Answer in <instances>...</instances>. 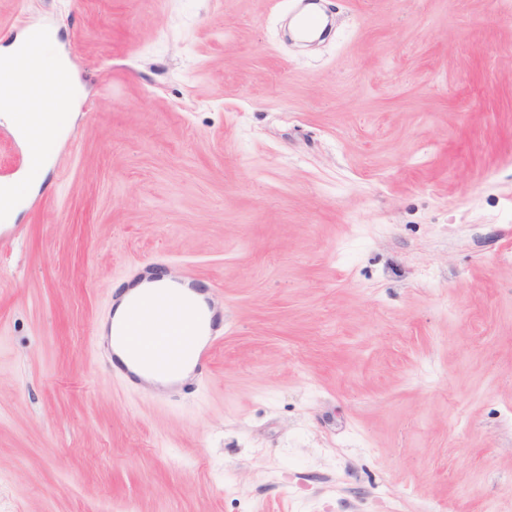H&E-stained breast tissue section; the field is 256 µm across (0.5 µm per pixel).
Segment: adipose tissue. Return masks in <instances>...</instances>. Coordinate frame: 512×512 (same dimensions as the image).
Returning a JSON list of instances; mask_svg holds the SVG:
<instances>
[{
	"mask_svg": "<svg viewBox=\"0 0 512 512\" xmlns=\"http://www.w3.org/2000/svg\"><path fill=\"white\" fill-rule=\"evenodd\" d=\"M56 45L54 31L39 26L0 55V116L25 143L32 177L51 162L44 128L60 127L77 95L70 63Z\"/></svg>",
	"mask_w": 512,
	"mask_h": 512,
	"instance_id": "ef3b65f1",
	"label": "adipose tissue"
}]
</instances>
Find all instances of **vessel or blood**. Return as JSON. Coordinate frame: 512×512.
<instances>
[{
	"instance_id": "b4317fda",
	"label": "vessel or blood",
	"mask_w": 512,
	"mask_h": 512,
	"mask_svg": "<svg viewBox=\"0 0 512 512\" xmlns=\"http://www.w3.org/2000/svg\"><path fill=\"white\" fill-rule=\"evenodd\" d=\"M297 33L304 38L324 33L332 20L323 10L320 0H300V7L292 17ZM216 286L201 289V301L183 297L176 288L145 290L130 304L128 315L117 334L124 349L137 362L149 367L157 375L166 377L184 364H192L194 380L206 376L213 351L224 339L219 315L210 299ZM150 318L153 330L144 333L142 318Z\"/></svg>"
}]
</instances>
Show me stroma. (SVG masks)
I'll return each mask as SVG.
<instances>
[{
    "mask_svg": "<svg viewBox=\"0 0 512 512\" xmlns=\"http://www.w3.org/2000/svg\"><path fill=\"white\" fill-rule=\"evenodd\" d=\"M323 5L0 0L82 90L0 224V512H512V0ZM145 262L224 296L185 400L96 349ZM300 7L292 17L297 33L303 38L320 35L332 27V19L322 9L320 0H300ZM112 359L115 361V367L117 369V376L130 388L138 390V391H147L153 394L161 391L174 390L183 386V383L190 379L191 370H185L181 373V375L177 378L180 382L172 383L168 386H157L154 387L152 385L147 384L139 375L133 372L125 363H123L122 356L119 352H115L110 350ZM121 359H118L117 356Z\"/></svg>",
    "mask_w": 512,
    "mask_h": 512,
    "instance_id": "1",
    "label": "stroma"
}]
</instances>
